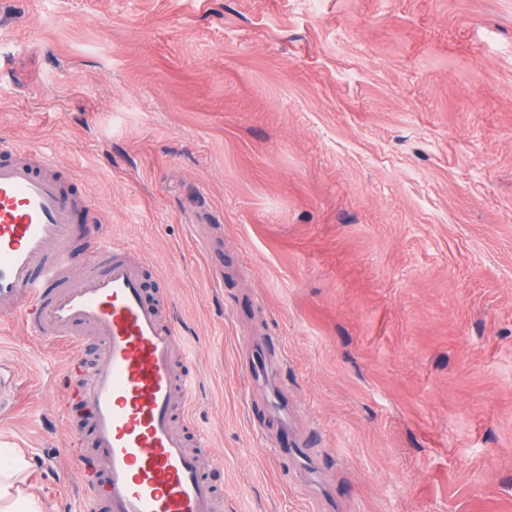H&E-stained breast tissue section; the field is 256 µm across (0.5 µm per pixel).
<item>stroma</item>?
Listing matches in <instances>:
<instances>
[{"instance_id":"1","label":"stroma","mask_w":512,"mask_h":512,"mask_svg":"<svg viewBox=\"0 0 512 512\" xmlns=\"http://www.w3.org/2000/svg\"><path fill=\"white\" fill-rule=\"evenodd\" d=\"M1 138L145 257L224 512H512V0H0ZM32 343L0 448L82 512Z\"/></svg>"}]
</instances>
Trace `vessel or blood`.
I'll list each match as a JSON object with an SVG mask.
<instances>
[{
	"label": "vessel or blood",
	"instance_id": "1",
	"mask_svg": "<svg viewBox=\"0 0 512 512\" xmlns=\"http://www.w3.org/2000/svg\"><path fill=\"white\" fill-rule=\"evenodd\" d=\"M0 149L11 155L0 161V315L76 356L60 387L65 409L80 407L91 423L90 434L71 432L68 448L87 512H218L203 461L176 425L193 392L175 366L181 332L144 301L142 262L109 241L50 155L33 162L27 150ZM80 236L91 257L75 252ZM90 345L98 364L89 374L79 357Z\"/></svg>",
	"mask_w": 512,
	"mask_h": 512
}]
</instances>
